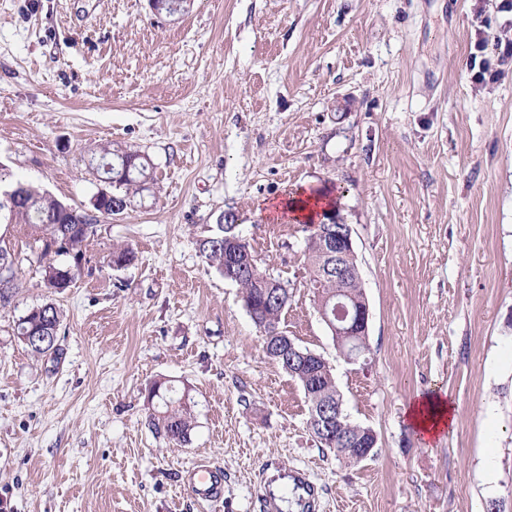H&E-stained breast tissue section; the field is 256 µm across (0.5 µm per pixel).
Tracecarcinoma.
Listing matches in <instances>:
<instances>
[{
  "instance_id": "cac0c4a2",
  "label": "carcinoma",
  "mask_w": 512,
  "mask_h": 512,
  "mask_svg": "<svg viewBox=\"0 0 512 512\" xmlns=\"http://www.w3.org/2000/svg\"><path fill=\"white\" fill-rule=\"evenodd\" d=\"M98 168L105 178L112 180L109 198L97 200L92 207L105 218L124 214L131 205L134 197L145 190L150 179L151 164L147 157L138 152L114 153L110 146L100 148ZM15 189L19 192V200L10 205L3 202L0 196V224H25L31 230L25 249H17L0 241V257L7 256L11 269L10 285L0 288V306L6 307L19 292L22 283L19 279L20 256L24 250H29L36 256L41 267L43 287L50 294L60 293L82 274L79 260L86 258L85 246L88 239L96 233V225L92 224L84 211L77 207H65V203L54 196L40 192L20 181L8 179V175L0 172V189ZM118 200L121 209H112V201ZM331 210L323 214L318 228L308 231L305 238L304 257L305 270L308 280L317 276L323 277L326 287L315 295L316 303L331 306L336 301V291L340 290L359 300L365 289L358 268H344L338 272L328 273L325 262L316 246L313 235L318 231L336 229L331 219L336 215L337 201H332ZM55 236L64 243V247L52 250L42 245L43 237ZM231 236L238 243L231 246L224 244V237ZM199 253L215 267L225 279L238 285L244 307L258 312L256 327H261L263 321L268 324H280L282 305H290L294 289L289 282L272 276L267 270L259 267L258 278L248 274L244 268L257 263L256 256L249 242L242 236L236 224H216L210 234L197 240ZM67 255L72 263L64 264L56 257ZM272 288L277 292L278 301L274 304L263 302L264 290ZM62 321V313L52 302L30 308L15 324L14 336L18 340L28 335L31 327H39L46 334H58ZM282 367H288V376L302 388L308 404L307 427L319 446L328 449L336 460L348 464L349 449L356 448L368 442L363 433L364 426L353 422L346 412H341L340 425L333 431L334 441L324 442L320 410L325 407L331 413H336V407L343 405V396L336 386L333 371L323 372L315 367H300L292 362L291 354H285L278 361ZM158 400V406L152 407L150 423L152 427L165 437L178 443H185L190 438L191 411L178 389L169 380L154 382L148 401Z\"/></svg>"
}]
</instances>
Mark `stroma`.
<instances>
[{
    "label": "stroma",
    "instance_id": "obj_1",
    "mask_svg": "<svg viewBox=\"0 0 512 512\" xmlns=\"http://www.w3.org/2000/svg\"><path fill=\"white\" fill-rule=\"evenodd\" d=\"M500 0H0V167L89 207L92 154H144L142 201L101 220L90 268L47 292L36 262L0 307V512H261L267 462L303 470L318 512H512V70L472 79L476 16ZM310 189L353 228L369 365L341 358L303 269V224L264 204ZM235 213L294 289L281 326L334 369L378 453L344 466L307 428L301 387L264 358L238 286L196 241ZM136 253L107 264L113 247ZM62 311L59 358L12 334ZM190 400L189 442L149 425L147 392ZM448 393L427 443L406 410ZM224 469L199 504L181 480ZM188 484L201 503H212L224 497V470L208 461H200L187 471Z\"/></svg>",
    "mask_w": 512,
    "mask_h": 512
}]
</instances>
